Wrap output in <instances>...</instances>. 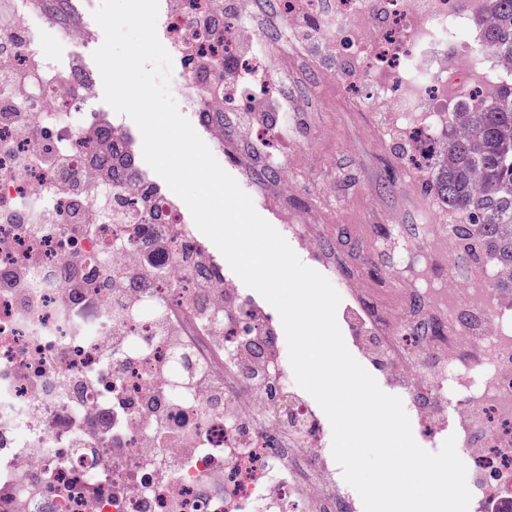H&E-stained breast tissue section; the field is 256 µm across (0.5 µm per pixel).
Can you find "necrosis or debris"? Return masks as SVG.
<instances>
[{
    "instance_id": "1",
    "label": "necrosis or debris",
    "mask_w": 512,
    "mask_h": 512,
    "mask_svg": "<svg viewBox=\"0 0 512 512\" xmlns=\"http://www.w3.org/2000/svg\"><path fill=\"white\" fill-rule=\"evenodd\" d=\"M253 0H161L169 83L216 158L267 176L257 191L303 247L290 204L288 118L225 138L234 120L220 72L269 94ZM289 29L329 41L375 110L440 120L467 94L494 95L512 61L457 30L488 0H279ZM83 43L41 0H0V512H355L327 433L274 345L259 374L238 353L265 327L214 273L184 208L142 172L133 133L88 109L98 84L43 33ZM366 325L392 357L400 398L474 461L468 512H512V299L487 275L460 288L395 289ZM422 326L419 344L405 335ZM287 426L276 425L280 406Z\"/></svg>"
}]
</instances>
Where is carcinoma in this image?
I'll use <instances>...</instances> for the list:
<instances>
[{
	"mask_svg": "<svg viewBox=\"0 0 512 512\" xmlns=\"http://www.w3.org/2000/svg\"><path fill=\"white\" fill-rule=\"evenodd\" d=\"M477 50L512 57V0H490ZM433 194L460 217L448 230L474 263L495 262L512 283V78L489 104L452 113L441 151L420 160Z\"/></svg>",
	"mask_w": 512,
	"mask_h": 512,
	"instance_id": "carcinoma-1",
	"label": "carcinoma"
}]
</instances>
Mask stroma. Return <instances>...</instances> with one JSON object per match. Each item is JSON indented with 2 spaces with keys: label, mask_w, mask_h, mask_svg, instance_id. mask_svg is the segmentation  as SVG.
Masks as SVG:
<instances>
[{
  "label": "stroma",
  "mask_w": 512,
  "mask_h": 512,
  "mask_svg": "<svg viewBox=\"0 0 512 512\" xmlns=\"http://www.w3.org/2000/svg\"><path fill=\"white\" fill-rule=\"evenodd\" d=\"M70 16L93 30V41L57 43L53 49L94 67L103 31L87 0H78ZM264 48L272 57L273 85L292 121L288 155L296 168L309 171L293 203L304 207L314 202L333 213L332 223L319 235L323 249H302L294 239L289 245L306 266L342 289L336 318L345 344L380 388L391 392L389 371L361 351L364 299L345 294L344 288L357 281L370 298L386 305L390 286L416 287L425 278L437 288L447 285L449 267L425 241L429 231L447 225L448 211L410 162V130L391 127L387 113L373 109L363 93L340 84L339 54L306 42L287 54L271 42Z\"/></svg>",
  "instance_id": "35a3bbf8"
}]
</instances>
